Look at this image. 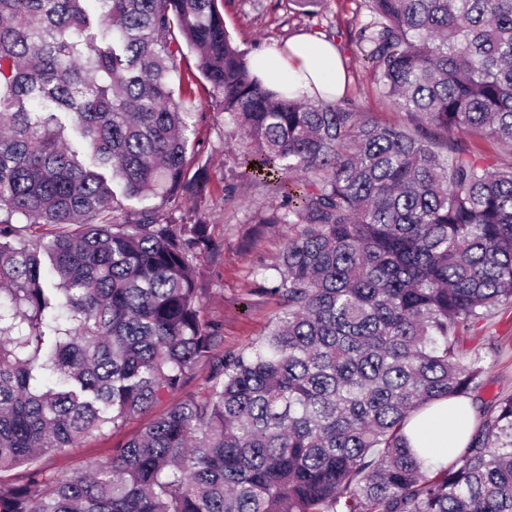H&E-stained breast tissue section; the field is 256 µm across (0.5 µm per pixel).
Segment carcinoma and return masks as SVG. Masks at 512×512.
<instances>
[{"label":"carcinoma","instance_id":"1","mask_svg":"<svg viewBox=\"0 0 512 512\" xmlns=\"http://www.w3.org/2000/svg\"><path fill=\"white\" fill-rule=\"evenodd\" d=\"M0 0V512H512V393L465 332L512 311V0H364L384 125L263 84L218 0ZM186 44L240 168L290 230L264 340L213 355L194 260L209 225L132 202L204 182ZM90 472L39 461L178 393ZM472 432L428 464L405 428L441 400ZM41 485L40 493L32 486ZM456 144L467 145L471 150L476 154H479V156L483 157L485 161L491 165L499 166L502 163H506L508 160L510 161L508 156H504L499 153L492 140L471 136L464 130H455L448 133V153L450 151L449 147Z\"/></svg>","mask_w":512,"mask_h":512}]
</instances>
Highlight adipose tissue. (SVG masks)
<instances>
[{
	"label": "adipose tissue",
	"mask_w": 512,
	"mask_h": 512,
	"mask_svg": "<svg viewBox=\"0 0 512 512\" xmlns=\"http://www.w3.org/2000/svg\"><path fill=\"white\" fill-rule=\"evenodd\" d=\"M252 67L259 78L274 88L314 87L321 98L332 100L343 82L335 48L324 41L299 38L287 49H272L256 56ZM472 431L469 416L450 410L442 400L415 416L406 428L414 447L425 449L432 463H445L463 447Z\"/></svg>",
	"instance_id": "ef3b65f1"
}]
</instances>
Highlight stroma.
I'll return each mask as SVG.
<instances>
[{
  "instance_id": "stroma-1",
  "label": "stroma",
  "mask_w": 512,
  "mask_h": 512,
  "mask_svg": "<svg viewBox=\"0 0 512 512\" xmlns=\"http://www.w3.org/2000/svg\"><path fill=\"white\" fill-rule=\"evenodd\" d=\"M219 8L225 29L250 55L300 35L329 41L343 67L344 97L379 123L409 124L405 113L394 111L378 96L359 49L357 32L367 14L363 0H321L311 14L300 12L291 0H219ZM186 105L206 162V190L192 201L178 199L177 215L187 224L207 223L214 244L195 261L203 289L200 319L215 327L217 352L247 349L263 340L282 311L279 297L264 290L262 273L283 251L288 230L280 224L260 223L259 218L280 207L283 200L236 167V143L226 137L224 112L207 90L195 87ZM231 183L236 186L232 198L225 194ZM492 336L498 339L499 351L486 361L489 382L482 396L487 400L501 392L512 393V316L498 313L475 326L466 346L485 350ZM173 402V397H165L121 429L83 438L65 453L44 459L42 465L53 472L90 470Z\"/></svg>"
}]
</instances>
